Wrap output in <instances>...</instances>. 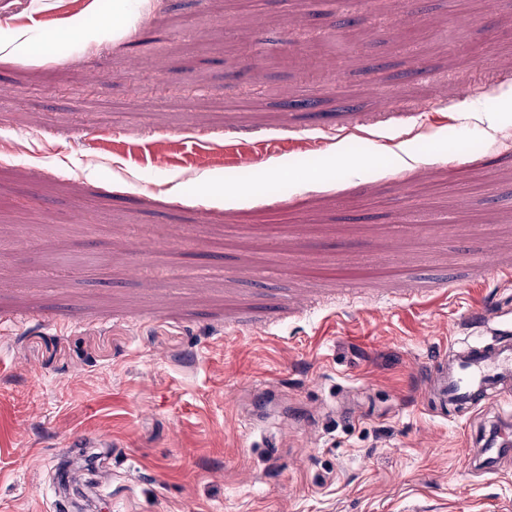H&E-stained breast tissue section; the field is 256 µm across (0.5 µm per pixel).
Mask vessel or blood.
Returning <instances> with one entry per match:
<instances>
[{
  "label": "vessel or blood",
  "instance_id": "vessel-or-blood-1",
  "mask_svg": "<svg viewBox=\"0 0 512 512\" xmlns=\"http://www.w3.org/2000/svg\"><path fill=\"white\" fill-rule=\"evenodd\" d=\"M481 325L490 341L462 342L451 359L438 361L441 390L450 409H477L498 401L512 384V314L487 309Z\"/></svg>",
  "mask_w": 512,
  "mask_h": 512
}]
</instances>
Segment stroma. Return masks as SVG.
<instances>
[{
  "mask_svg": "<svg viewBox=\"0 0 512 512\" xmlns=\"http://www.w3.org/2000/svg\"><path fill=\"white\" fill-rule=\"evenodd\" d=\"M15 2L0 512H49L98 435L80 512H512V455L474 464L512 400L427 397L438 357L512 308V8L463 26L415 0L419 38L348 28L361 51L304 84L294 0ZM257 35L277 63L246 66Z\"/></svg>",
  "mask_w": 512,
  "mask_h": 512,
  "instance_id": "1",
  "label": "stroma"
}]
</instances>
